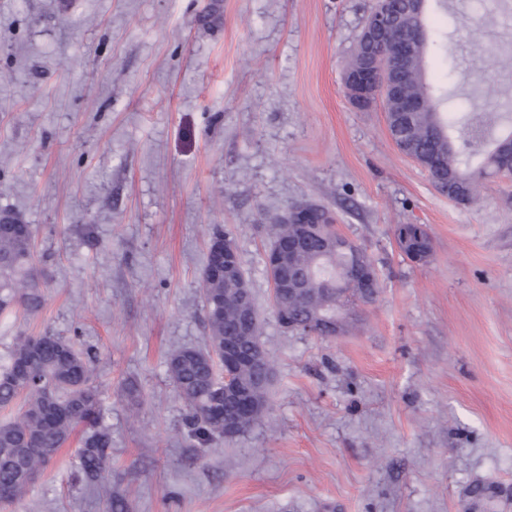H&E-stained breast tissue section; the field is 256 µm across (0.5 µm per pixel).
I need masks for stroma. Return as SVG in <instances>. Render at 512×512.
<instances>
[{
  "instance_id": "1",
  "label": "stroma",
  "mask_w": 512,
  "mask_h": 512,
  "mask_svg": "<svg viewBox=\"0 0 512 512\" xmlns=\"http://www.w3.org/2000/svg\"><path fill=\"white\" fill-rule=\"evenodd\" d=\"M375 0H0V213L31 226L43 304L17 336L96 353L112 480L72 440L6 512H512V176L449 201L344 78ZM512 12L448 0L450 101H512ZM303 203L381 288L331 338L284 329L265 224ZM421 224L431 257L393 237ZM231 231L275 372L262 418L191 454L167 356L208 341L201 271ZM486 489L473 502L468 489Z\"/></svg>"
}]
</instances>
